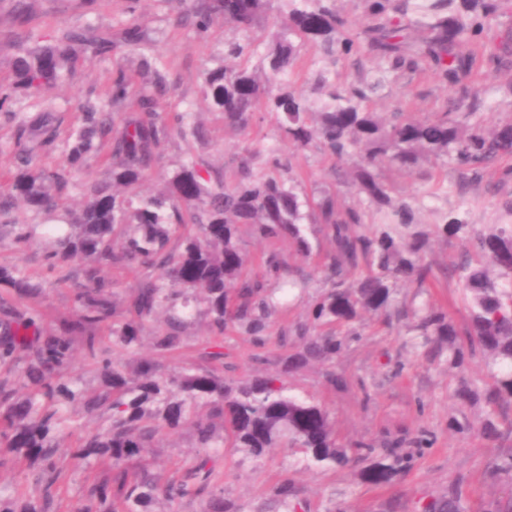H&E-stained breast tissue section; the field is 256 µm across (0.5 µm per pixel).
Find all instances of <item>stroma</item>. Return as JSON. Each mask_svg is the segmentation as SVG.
<instances>
[{
	"instance_id": "obj_1",
	"label": "stroma",
	"mask_w": 512,
	"mask_h": 512,
	"mask_svg": "<svg viewBox=\"0 0 512 512\" xmlns=\"http://www.w3.org/2000/svg\"><path fill=\"white\" fill-rule=\"evenodd\" d=\"M187 13V8L177 7L174 0H0V97L10 99L8 110L0 111V175H9L16 168L21 151L16 139L19 122L48 106L54 111L58 137L42 161L49 166L64 164L69 133L80 123L83 106L105 99L118 69L133 71L139 65L138 55L120 45L124 29L133 24L140 27L150 57L157 59L168 74V86L158 96L161 111L191 113L205 132L201 140L173 139L160 166L143 181L142 192L156 191L168 170L194 155L205 156L215 168H223L244 137L226 129L219 113L209 111L202 94L201 72L212 59L221 56L225 42L238 39L239 34L218 23L206 35H198ZM79 29L112 38L114 49L79 55L49 101L16 90L13 59L19 52L56 43L67 31ZM466 90L482 101L474 120L484 129L512 120V68H485L463 89L444 84L427 70L397 71L390 74L372 107L388 117L396 112H437L449 99L461 98ZM280 148L296 155L303 171L304 192L336 188L342 203H357L355 191L340 184L341 176L352 167L351 160L333 162L313 145L301 152L287 142ZM507 167H512V157L500 160L482 180L468 183L462 182L453 166L440 163L429 165L431 182L427 185L406 171L392 168L387 175L399 194L420 196L419 223H435L440 213L462 212L471 224H512V179L500 175ZM432 184L438 191L431 196L427 190ZM22 260L43 281L44 294L38 306L45 320L67 314L70 291L55 284L39 252L30 251ZM367 323L360 339L336 361L335 369L345 375L346 387L335 390L327 386L325 367L319 363L288 376L287 386L325 405L340 442L412 434L424 428L434 434V446L407 475L386 489L366 483L355 466L336 471L305 467L300 452L286 446L273 449L258 463L239 453L227 454L218 468L224 473L228 496L242 512H251L257 501L270 496L285 478L308 501L312 512H326L335 500L345 503L349 512H417L419 501L446 493L453 485L460 486L467 512H483L489 502L512 494L511 486L493 480L487 473L495 446L478 431L458 434L448 428L449 418L475 423L480 417L479 409L453 400L457 374L443 365L412 362L405 346L406 326L387 327L381 317L374 315L368 316ZM399 363L404 366L400 372L395 369ZM361 380L370 389V402L361 399L357 386ZM195 454L191 438L184 432L161 447L145 449L141 461L153 469L168 470Z\"/></svg>"
}]
</instances>
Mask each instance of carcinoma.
<instances>
[{
    "mask_svg": "<svg viewBox=\"0 0 512 512\" xmlns=\"http://www.w3.org/2000/svg\"><path fill=\"white\" fill-rule=\"evenodd\" d=\"M193 0L198 32L213 23L248 34L264 28L255 45L229 41L224 59L203 70V93L224 127L248 134L264 116L274 120L270 135L247 139L231 166L219 171L202 155L182 162L155 194L138 188L176 137L201 140L190 113L159 111L155 93L168 85L167 72L140 55L141 83L123 70L112 77V109L86 108L82 126L70 135L66 164L35 165L47 152L55 126L50 110L18 126L25 148L16 171L0 187V235L14 251L41 253L57 284L71 289L72 310L47 326L31 302L43 295L39 278L19 262L0 263V467H23L33 491H0V512H52L70 465L108 466L107 478L92 481L76 512H154L157 499L169 505H200V512H241L224 495L215 459L233 448L262 460L283 444L321 468L362 465L363 479L386 486L412 468L415 456L433 446L434 435L413 434L358 440L336 438L327 409L310 397L289 392L280 374L257 370L247 378L224 375V336L248 339L252 360L268 362L272 337L283 348V372L311 362L335 363L366 328L365 315H382L387 325L408 320L416 359L444 362L459 375L454 398L482 404L479 426L451 418L448 429L473 428L489 441L512 439V224H468L446 213L437 224L417 222L416 198L396 194L387 166L429 176L424 166L451 163L472 180L488 165L512 155V122L485 131L459 119L460 100L424 117L393 114L385 121L368 103L384 77H358L346 86L331 82L327 70L336 56L363 51L391 71L424 67L451 87L470 79L481 62L512 67V38L500 53H480V36L505 0H465L461 10L437 14L427 35H402L398 18L405 0H362L353 22L338 0ZM307 42L319 44L322 68L310 89H298L289 75ZM114 48L107 38L73 31L57 44L17 55L15 85L32 94L53 89L77 52ZM304 150L312 144L335 160L355 157L345 183L364 204L344 207L337 194L311 197L297 190L293 157L268 140ZM111 143L110 179L94 185L84 205L57 224H24L20 211L53 218L68 196L88 156ZM377 215L378 222L367 218ZM320 224L332 250L321 266L324 289L308 304L306 319L274 328L281 296L306 287L295 278L291 258L314 254L307 225ZM266 240H288L293 254L262 253L251 267L242 228ZM460 238L466 249L444 268L463 291L468 319L453 321L431 301L434 277L427 261L435 238ZM111 268L133 269L136 284L125 290L106 275ZM410 281L417 293L400 296ZM203 314L207 336L194 345L196 362L175 373L162 362L189 347L193 313ZM153 358H135L151 322ZM96 374L88 387L77 373L75 351ZM480 358L491 384L468 378ZM97 420L82 429L80 417ZM189 428L197 456L169 475L134 463L146 448ZM493 475L512 483V452L488 463ZM462 494L431 499L424 512H462ZM256 512H308L291 482L282 480Z\"/></svg>",
    "mask_w": 512,
    "mask_h": 512,
    "instance_id": "carcinoma-1",
    "label": "carcinoma"
}]
</instances>
